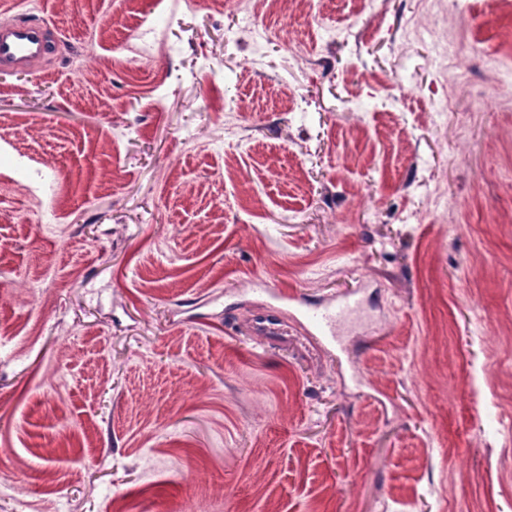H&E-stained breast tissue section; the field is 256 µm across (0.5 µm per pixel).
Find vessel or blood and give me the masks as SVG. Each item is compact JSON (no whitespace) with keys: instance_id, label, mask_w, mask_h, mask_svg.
<instances>
[{"instance_id":"1","label":"vessel or blood","mask_w":512,"mask_h":512,"mask_svg":"<svg viewBox=\"0 0 512 512\" xmlns=\"http://www.w3.org/2000/svg\"><path fill=\"white\" fill-rule=\"evenodd\" d=\"M54 40L47 25L27 18L0 22V70L17 71L46 58L54 49ZM279 305L260 311L246 331L262 344L286 339L283 328L284 309L299 316L308 339L333 346L353 330L363 318L359 291H352L335 302H312L295 292L276 293Z\"/></svg>"}]
</instances>
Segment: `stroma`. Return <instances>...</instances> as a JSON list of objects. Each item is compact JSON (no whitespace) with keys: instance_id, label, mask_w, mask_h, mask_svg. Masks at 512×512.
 Listing matches in <instances>:
<instances>
[{"instance_id":"1","label":"stroma","mask_w":512,"mask_h":512,"mask_svg":"<svg viewBox=\"0 0 512 512\" xmlns=\"http://www.w3.org/2000/svg\"><path fill=\"white\" fill-rule=\"evenodd\" d=\"M17 16L0 512H512V0ZM359 287L343 348L244 330ZM55 44L47 25L27 18L0 22V70H25L46 58ZM284 321L282 308L263 309L248 324L246 332L261 344L287 342L288 332L282 328Z\"/></svg>"}]
</instances>
